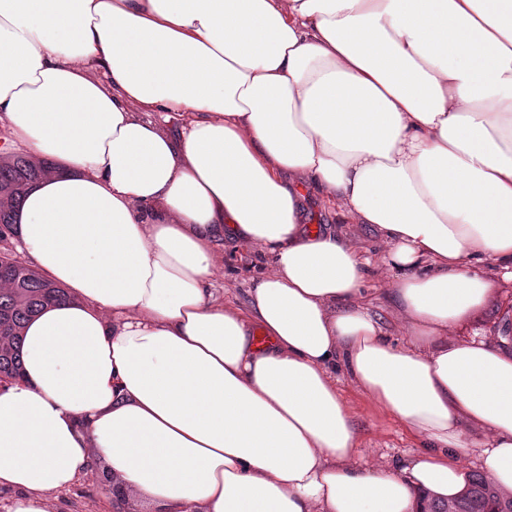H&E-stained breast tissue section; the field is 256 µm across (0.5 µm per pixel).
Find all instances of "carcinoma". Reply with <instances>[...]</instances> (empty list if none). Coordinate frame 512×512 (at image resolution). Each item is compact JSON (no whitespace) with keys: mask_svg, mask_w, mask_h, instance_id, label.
Listing matches in <instances>:
<instances>
[{"mask_svg":"<svg viewBox=\"0 0 512 512\" xmlns=\"http://www.w3.org/2000/svg\"><path fill=\"white\" fill-rule=\"evenodd\" d=\"M49 173L45 162L24 156H0V241L12 235L16 208ZM0 382L22 377L21 337L25 323L44 306L66 299L65 290L15 258L0 257ZM446 512H512V497L503 495L483 475L472 474L467 489L448 502Z\"/></svg>","mask_w":512,"mask_h":512,"instance_id":"1","label":"carcinoma"}]
</instances>
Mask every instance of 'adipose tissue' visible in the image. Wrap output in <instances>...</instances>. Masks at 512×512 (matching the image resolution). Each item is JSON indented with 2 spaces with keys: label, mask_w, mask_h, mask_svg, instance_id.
Segmentation results:
<instances>
[{
  "label": "adipose tissue",
  "mask_w": 512,
  "mask_h": 512,
  "mask_svg": "<svg viewBox=\"0 0 512 512\" xmlns=\"http://www.w3.org/2000/svg\"><path fill=\"white\" fill-rule=\"evenodd\" d=\"M0 122L53 165L17 237L68 295L0 387L7 512L94 469L112 512H421L461 448L512 496V353L454 336L493 291L470 261L512 279V0H0ZM309 187L382 265L307 230ZM228 233L270 259L244 308ZM343 379L421 450L360 463ZM221 249L224 265L216 271L214 287L224 293V301L244 307L254 279L265 273L266 267L254 254L240 251L229 233ZM365 288V306L369 313L382 325L385 332L395 341H401V334L396 320V306L394 301L374 288H382L375 280L369 281Z\"/></svg>",
  "instance_id": "adipose-tissue-1"
}]
</instances>
